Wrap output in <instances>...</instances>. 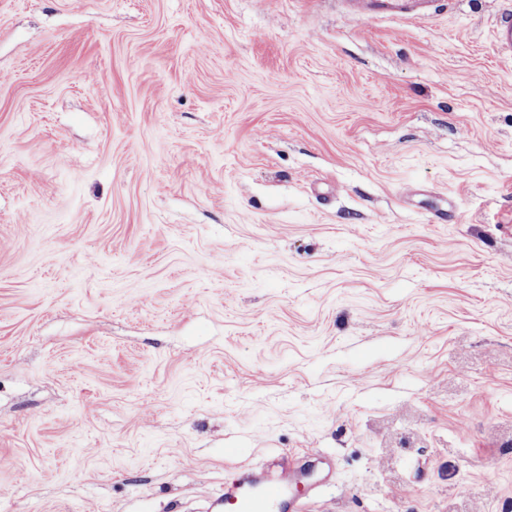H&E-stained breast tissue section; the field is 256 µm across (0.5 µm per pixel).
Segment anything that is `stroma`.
Returning <instances> with one entry per match:
<instances>
[{
  "mask_svg": "<svg viewBox=\"0 0 512 512\" xmlns=\"http://www.w3.org/2000/svg\"><path fill=\"white\" fill-rule=\"evenodd\" d=\"M504 3L0 0V512H512ZM354 4L356 18H393L424 20L432 16L436 0H348ZM494 40L501 52H512V14L508 8L502 10L496 19ZM299 483L288 476L275 481H259L250 472L237 473L224 485L221 511L225 512H295Z\"/></svg>",
  "mask_w": 512,
  "mask_h": 512,
  "instance_id": "obj_1",
  "label": "stroma"
}]
</instances>
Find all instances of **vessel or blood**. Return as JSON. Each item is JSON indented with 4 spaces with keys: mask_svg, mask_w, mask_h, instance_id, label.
<instances>
[{
    "mask_svg": "<svg viewBox=\"0 0 512 512\" xmlns=\"http://www.w3.org/2000/svg\"><path fill=\"white\" fill-rule=\"evenodd\" d=\"M357 18L424 20L432 16L435 0H351ZM494 40L501 52H512V11L502 10L497 19ZM298 487L289 479L257 480L252 473L240 472L224 485L220 505L223 512H296Z\"/></svg>",
    "mask_w": 512,
    "mask_h": 512,
    "instance_id": "1",
    "label": "vessel or blood"
}]
</instances>
